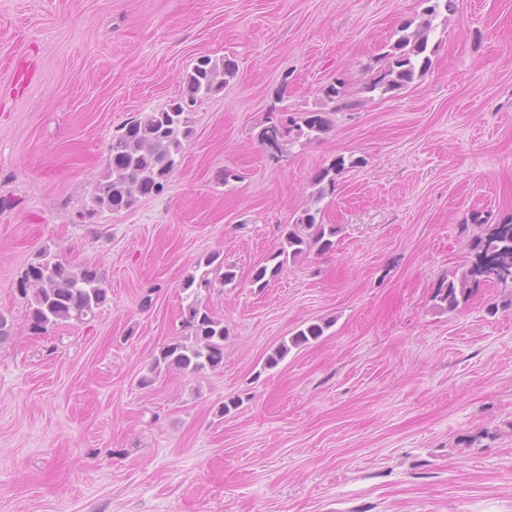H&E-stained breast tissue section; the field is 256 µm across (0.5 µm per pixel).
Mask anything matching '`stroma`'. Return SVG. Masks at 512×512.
<instances>
[{
  "mask_svg": "<svg viewBox=\"0 0 512 512\" xmlns=\"http://www.w3.org/2000/svg\"><path fill=\"white\" fill-rule=\"evenodd\" d=\"M422 8L0 0V512H512V283L452 312L434 300L512 219V0H455L430 71L336 113L323 140L273 158L256 138L336 78L357 93ZM202 56L236 74L196 106L167 189L82 221L112 135ZM340 155L357 165L321 203L335 250L253 285ZM46 247L109 291L92 321L37 334L19 281ZM213 252L237 272L205 298L223 366L154 368ZM312 324L322 336L267 366Z\"/></svg>",
  "mask_w": 512,
  "mask_h": 512,
  "instance_id": "35a3bbf8",
  "label": "stroma"
}]
</instances>
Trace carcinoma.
Instances as JSON below:
<instances>
[{
  "label": "carcinoma",
  "instance_id": "cac0c4a2",
  "mask_svg": "<svg viewBox=\"0 0 512 512\" xmlns=\"http://www.w3.org/2000/svg\"><path fill=\"white\" fill-rule=\"evenodd\" d=\"M420 14L404 21L368 66L369 78L359 94L346 90L338 78L321 90V106L299 118L279 117L268 122L257 134L260 144L271 154L295 144L320 141L332 127V114L361 108L375 96L393 95L423 78L432 65L436 46L432 45L437 20L452 7L453 0H422ZM236 63L229 57L214 60L202 56L186 72L179 98L165 107L147 112L127 122L108 144L106 168L94 186L92 207L82 217L92 218L102 210L132 208L140 198L164 192L177 167L178 157L193 133L191 114L198 103L218 94L234 77ZM357 161L336 157L331 165L317 171L312 184L317 186L312 204L304 208L287 226L278 250L256 266L252 283L260 288L277 277L286 264L311 249L326 253L333 249L336 226L318 219V204L332 193L336 176ZM474 260L458 278L439 282L434 298L437 306L454 311L469 297L472 286L487 280L512 282V221L497 224L485 236L475 239ZM233 267L224 265L219 253L210 254L194 266L183 283L186 305L182 307L185 339L167 344L155 358L153 369L161 366L196 374L224 363V319L214 315L201 298L236 281ZM20 292L26 298L27 321L32 330L48 329L74 322L83 324L95 317L107 299V282L100 267L73 268L48 249L38 252L24 270ZM323 334V327L312 324L299 330L291 344L301 346L309 338Z\"/></svg>",
  "mask_w": 512,
  "mask_h": 512
}]
</instances>
